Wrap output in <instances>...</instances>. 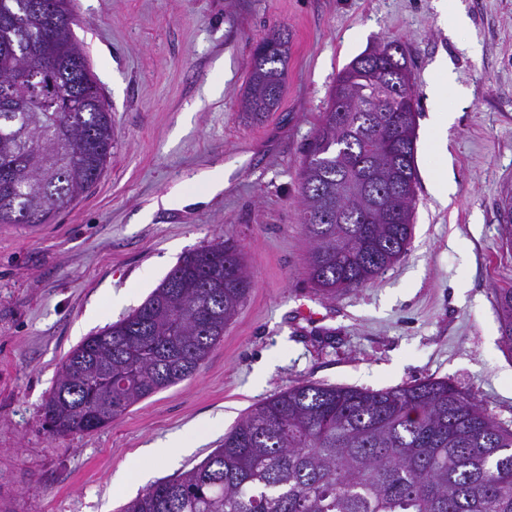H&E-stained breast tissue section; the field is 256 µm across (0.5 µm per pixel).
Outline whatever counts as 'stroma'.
Instances as JSON below:
<instances>
[{
    "mask_svg": "<svg viewBox=\"0 0 512 512\" xmlns=\"http://www.w3.org/2000/svg\"><path fill=\"white\" fill-rule=\"evenodd\" d=\"M448 5L466 26L449 30L434 0H69L115 146L49 223L0 224V512H121L307 380L377 390L445 378L512 426L494 300L512 287L497 214L512 189V0ZM280 25L291 34L281 104L250 125L251 48ZM385 41L404 50L418 100L414 233L373 283L326 299L305 275L298 174L338 72ZM441 64L453 83L437 101L426 89ZM226 238L253 288L200 370L104 428L52 436L43 405L67 354L139 307L183 255ZM180 432L191 452L142 457Z\"/></svg>",
    "mask_w": 512,
    "mask_h": 512,
    "instance_id": "35a3bbf8",
    "label": "stroma"
}]
</instances>
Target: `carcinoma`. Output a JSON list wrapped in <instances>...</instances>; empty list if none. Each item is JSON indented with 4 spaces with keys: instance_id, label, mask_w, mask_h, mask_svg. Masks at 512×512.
Returning a JSON list of instances; mask_svg holds the SVG:
<instances>
[{
    "instance_id": "carcinoma-1",
    "label": "carcinoma",
    "mask_w": 512,
    "mask_h": 512,
    "mask_svg": "<svg viewBox=\"0 0 512 512\" xmlns=\"http://www.w3.org/2000/svg\"><path fill=\"white\" fill-rule=\"evenodd\" d=\"M18 17L0 28V224H44L101 176L114 147L112 113L73 39ZM291 40L274 30L252 51L243 113L279 108ZM77 63L79 109L55 64ZM399 46L362 52L336 76L299 173L308 281L334 298L375 280L408 250L419 183L418 103ZM512 248V192L499 205ZM252 280L230 239L184 255L126 318L67 355L43 409L50 432L97 431L134 403L196 374L246 300ZM512 352V288L494 292ZM125 512H512V428L444 378L385 389L304 381L259 403L194 467L156 483Z\"/></svg>"
}]
</instances>
